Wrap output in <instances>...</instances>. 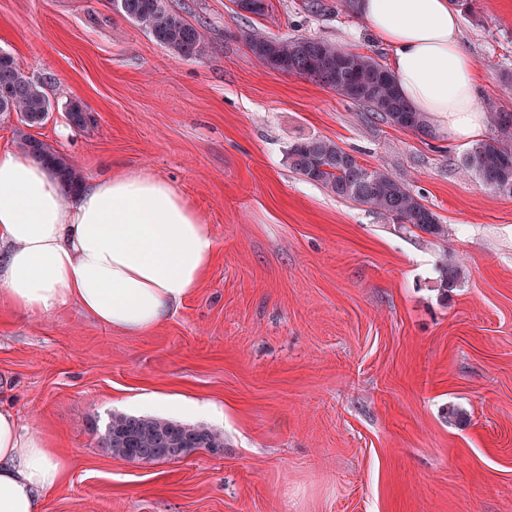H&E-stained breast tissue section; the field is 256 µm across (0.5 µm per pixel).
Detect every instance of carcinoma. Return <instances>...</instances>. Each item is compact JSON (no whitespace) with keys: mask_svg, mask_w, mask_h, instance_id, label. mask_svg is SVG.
I'll return each instance as SVG.
<instances>
[{"mask_svg":"<svg viewBox=\"0 0 512 512\" xmlns=\"http://www.w3.org/2000/svg\"><path fill=\"white\" fill-rule=\"evenodd\" d=\"M125 17L142 27L155 42L187 59L204 54L201 28L172 12L166 0H113ZM252 55L267 69L304 75L348 100L367 106L391 124L426 134L425 119L411 110L397 90L394 75L371 56L339 50L315 37H248ZM52 109L43 84L24 74L13 57L0 53V112H14L27 127L40 124ZM494 121L497 136L477 144L467 154L465 168L500 193L512 194V112L500 110ZM23 149L45 162L59 175L68 192L82 185V175L69 157L48 148L25 131H20ZM289 167L305 180L334 195L365 204L392 217L408 230L433 237L445 236L439 217L402 181L380 169L367 168L335 142L322 137L303 138L288 149ZM462 267L445 254L439 264L437 292L444 299L457 287ZM102 447L112 456L130 460L139 455L147 462L171 461L170 448L218 452L224 434L201 424L147 416L114 413L102 437Z\"/></svg>","mask_w":512,"mask_h":512,"instance_id":"cac0c4a2","label":"carcinoma"}]
</instances>
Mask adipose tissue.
Instances as JSON below:
<instances>
[{"mask_svg": "<svg viewBox=\"0 0 512 512\" xmlns=\"http://www.w3.org/2000/svg\"><path fill=\"white\" fill-rule=\"evenodd\" d=\"M432 135L480 142L490 117L451 0H356ZM215 252L208 224L167 180L105 172L65 196L44 164L0 147V301L29 313L69 304L104 326L150 333L193 294ZM65 456L0 405V512H41Z\"/></svg>", "mask_w": 512, "mask_h": 512, "instance_id": "1", "label": "adipose tissue"}]
</instances>
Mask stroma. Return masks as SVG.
Masks as SVG:
<instances>
[{"label": "stroma", "instance_id": "1", "mask_svg": "<svg viewBox=\"0 0 512 512\" xmlns=\"http://www.w3.org/2000/svg\"><path fill=\"white\" fill-rule=\"evenodd\" d=\"M167 0L202 26L187 60L112 0H0V51L53 102L31 136L91 178L148 171L209 225L195 293L130 336L70 304H0V403L67 459L41 512H512V195L468 175L466 147L392 126L311 78L262 67L249 34L310 36L389 58L339 0ZM462 42L486 111L512 110V0H475ZM88 114L73 125L69 104ZM326 137L406 183L436 238L288 166ZM463 279L435 286L444 249ZM205 404L219 453L139 464L99 442L110 414ZM469 419L449 421L448 407Z\"/></svg>", "mask_w": 512, "mask_h": 512}]
</instances>
